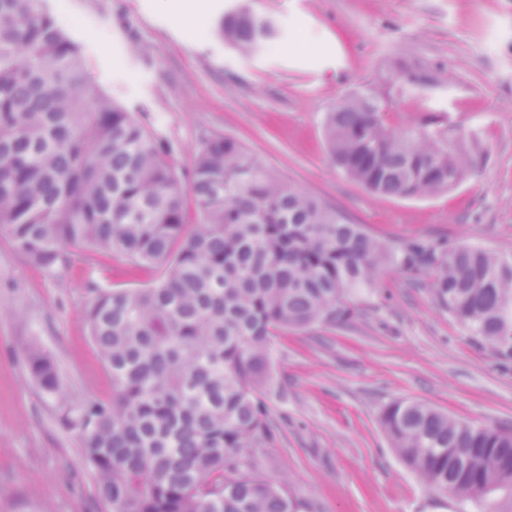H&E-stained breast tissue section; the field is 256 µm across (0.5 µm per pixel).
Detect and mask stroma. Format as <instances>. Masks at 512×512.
Returning <instances> with one entry per match:
<instances>
[{
  "mask_svg": "<svg viewBox=\"0 0 512 512\" xmlns=\"http://www.w3.org/2000/svg\"><path fill=\"white\" fill-rule=\"evenodd\" d=\"M245 1L274 22L280 51L245 57L218 36L224 13ZM182 2L51 0L92 79L169 143L175 169L188 171L219 132L387 247L445 240L512 252V0H206L197 17ZM365 84L388 97L394 129L442 118L474 172L416 198L378 196L347 176L323 119ZM155 276L86 249L49 272L0 233V512H109L27 356L49 353L75 398L111 399L86 312L99 291ZM270 352L273 439L256 449L257 470L300 512H459L454 494L426 489L396 454L379 422L394 400L512 429V361L475 343L424 275L386 269L347 323L288 331Z\"/></svg>",
  "mask_w": 512,
  "mask_h": 512,
  "instance_id": "35a3bbf8",
  "label": "stroma"
}]
</instances>
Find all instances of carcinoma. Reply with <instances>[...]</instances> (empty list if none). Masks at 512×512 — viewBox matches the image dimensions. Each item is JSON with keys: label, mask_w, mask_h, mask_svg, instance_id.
I'll return each mask as SVG.
<instances>
[{"label": "carcinoma", "mask_w": 512, "mask_h": 512, "mask_svg": "<svg viewBox=\"0 0 512 512\" xmlns=\"http://www.w3.org/2000/svg\"><path fill=\"white\" fill-rule=\"evenodd\" d=\"M271 31L246 9L220 23L244 56ZM388 108L367 84L326 113L347 175L415 198L472 171L436 121L396 133ZM188 181L191 207L168 146L88 76L47 0H0V230L44 270L67 263L69 246L158 270L144 287L99 292L88 311L112 399H72L49 354L29 357L110 512H298L281 484L254 474L253 449L272 439L260 398L271 341L349 319L388 266L430 275L437 305L512 359V253L426 240L388 250L219 133ZM380 423L427 489L475 506L501 492L494 512H512L511 430L408 399Z\"/></svg>", "instance_id": "cac0c4a2"}]
</instances>
